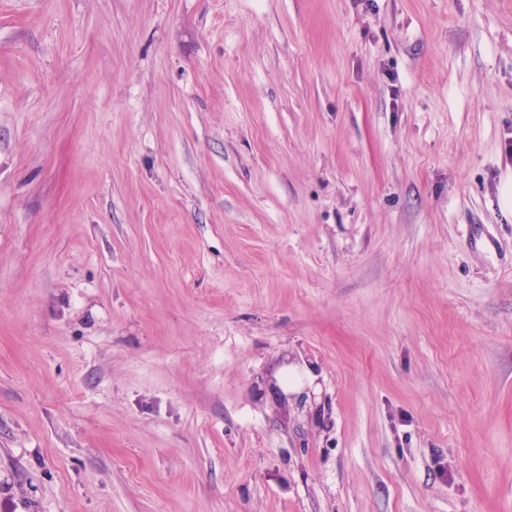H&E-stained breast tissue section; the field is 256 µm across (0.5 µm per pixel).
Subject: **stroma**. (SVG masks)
<instances>
[{"label": "stroma", "mask_w": 512, "mask_h": 512, "mask_svg": "<svg viewBox=\"0 0 512 512\" xmlns=\"http://www.w3.org/2000/svg\"><path fill=\"white\" fill-rule=\"evenodd\" d=\"M512 0H0V512H512Z\"/></svg>", "instance_id": "obj_1"}]
</instances>
